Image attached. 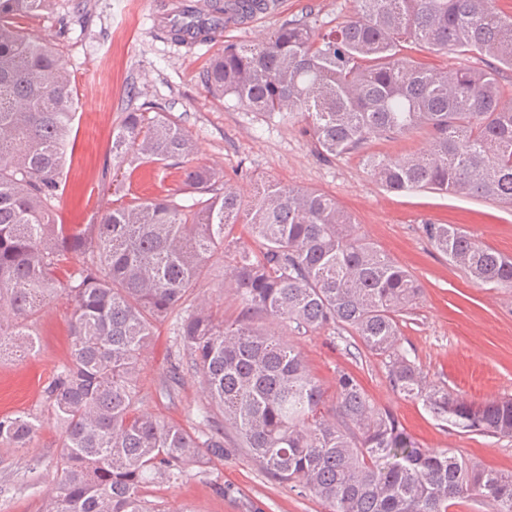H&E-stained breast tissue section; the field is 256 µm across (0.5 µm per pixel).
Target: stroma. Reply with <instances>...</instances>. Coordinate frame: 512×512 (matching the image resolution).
Here are the masks:
<instances>
[{
	"label": "stroma",
	"instance_id": "35a3bbf8",
	"mask_svg": "<svg viewBox=\"0 0 512 512\" xmlns=\"http://www.w3.org/2000/svg\"><path fill=\"white\" fill-rule=\"evenodd\" d=\"M171 0H55L29 29L54 47L75 79L77 116L74 150L65 168L66 186L57 215L66 224L88 223L107 206L112 185V126L121 113L142 103H162L189 132L195 152L190 165L223 171L243 196L266 181L314 189L334 197L352 214L357 232L407 268L421 286L416 303L400 317V348L427 384L474 403L512 398V291L474 282L441 255L422 232L425 222L453 224L483 245L512 257V209L499 203L428 190L386 191L350 153L329 159L317 154L301 120L270 119L212 96L201 76L221 44L258 42L275 28L301 20L329 28L352 16L355 0H282L276 11L229 28L207 46L188 48L167 40L155 21ZM182 165L144 164L132 170L131 187L143 197L176 188ZM224 269L214 264L197 284L191 305L238 312L222 286ZM65 294L51 298L33 328L34 354L0 356V416L46 414L42 389L70 357ZM301 351L310 374L334 394L338 372L357 378L373 403L390 410L425 448H449L486 470L512 471V438L465 433L436 419L422 402L404 399L391 386L385 359L368 351L344 329L297 335L269 322ZM176 351L170 324L160 325L143 355L139 385L142 409L190 428L208 399L195 376H185L175 400L159 394ZM62 438L45 424L24 448H0V512H40L54 487L55 457ZM147 498L161 512H328L319 499L273 478L245 449L226 446L223 460L192 467L176 484L154 483Z\"/></svg>",
	"mask_w": 512,
	"mask_h": 512
}]
</instances>
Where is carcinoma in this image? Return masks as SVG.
<instances>
[{"label":"carcinoma","mask_w":512,"mask_h":512,"mask_svg":"<svg viewBox=\"0 0 512 512\" xmlns=\"http://www.w3.org/2000/svg\"><path fill=\"white\" fill-rule=\"evenodd\" d=\"M207 26L235 19L211 0ZM356 14L325 31L286 22L259 43L228 42L201 82L252 112L303 118L316 152H361L426 127V150L368 155L390 192L429 189L512 207V106L497 75L512 70V14L493 0H357ZM53 0H0V353L13 340L31 352L29 320L64 274L72 307L70 359L44 387L63 436L54 488L42 512H159L144 492L190 466L224 458V434L267 473L321 500L329 512H448L476 494L512 512V472L479 469L449 448H423L357 379L338 375L336 401L301 353L261 318L297 335L351 330L386 358L392 387L465 433L512 437V398L476 404L425 383L399 351V317L420 287L410 272L359 236L352 217L318 190L266 182L247 208L224 173L184 170L155 197L121 196L90 224H60V198L75 120V80L51 47L19 25ZM474 54L484 69L441 70L403 53ZM195 144L156 102L123 112L112 128V184L125 166L187 159ZM251 242L230 239L241 217ZM436 250L477 283L512 290V258L453 224H425ZM239 299L231 320L212 305L191 311L189 292L211 264ZM180 371L200 379L208 404L190 431L143 412L141 358L153 330L177 310ZM44 426L21 412L0 418V447L25 448Z\"/></svg>","instance_id":"cac0c4a2"}]
</instances>
